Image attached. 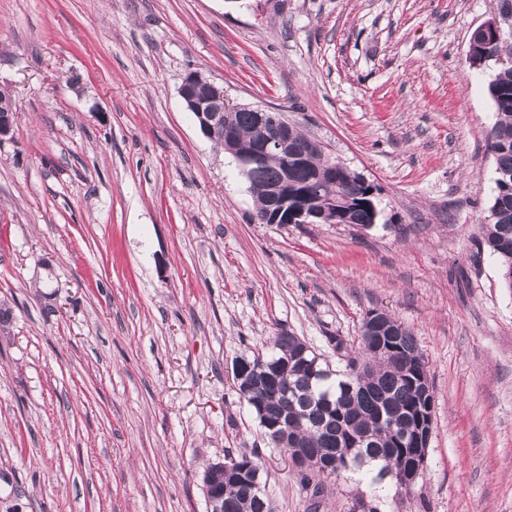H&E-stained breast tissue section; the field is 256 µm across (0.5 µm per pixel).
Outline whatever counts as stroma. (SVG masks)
<instances>
[{
  "label": "stroma",
  "instance_id": "1",
  "mask_svg": "<svg viewBox=\"0 0 512 512\" xmlns=\"http://www.w3.org/2000/svg\"><path fill=\"white\" fill-rule=\"evenodd\" d=\"M494 0H0V512H207L257 453L311 512L233 364L286 331L330 364L369 310L417 340L428 463L386 512H512V290L479 246L494 121L466 62ZM198 70L375 187L378 217L255 223L178 94ZM16 120L13 100L8 92L3 91L0 94V144L13 140Z\"/></svg>",
  "mask_w": 512,
  "mask_h": 512
}]
</instances>
